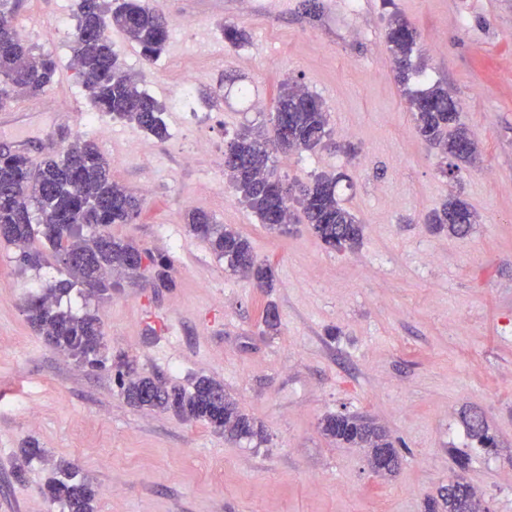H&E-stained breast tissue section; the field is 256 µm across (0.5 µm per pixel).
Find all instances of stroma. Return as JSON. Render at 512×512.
<instances>
[{
	"label": "stroma",
	"mask_w": 512,
	"mask_h": 512,
	"mask_svg": "<svg viewBox=\"0 0 512 512\" xmlns=\"http://www.w3.org/2000/svg\"><path fill=\"white\" fill-rule=\"evenodd\" d=\"M148 3L179 17L157 60L145 61L119 30L110 36L125 69L165 105V141L98 116L72 67L78 0H9L19 38L53 55L58 72L37 99L10 104L0 148L24 146L36 166L45 143L62 149L80 134L95 140L114 181L149 187L136 219L112 234L169 257L174 288L116 272L108 297L77 287L61 307L96 313L110 357L144 374L223 383L264 437L239 441L133 407L114 367H82L51 348L28 323L25 299L67 273L51 247L28 268L0 243V512H63L42 493L60 460L93 485L95 512H426L456 480L482 507L512 512V0H372L367 12L352 0H317L314 10L307 0H262L279 12V33L244 13ZM396 12L420 35L406 86L385 39ZM226 22L247 27L245 45L225 44ZM188 76L195 99L179 110L172 94ZM287 79L321 98L332 135L324 148L278 155L277 171L303 183L337 175L338 199L364 226L356 250L328 249L305 223L269 233L224 176L225 141L243 126L269 129ZM437 82L460 102L458 120L478 144L474 164L454 166L416 133L407 93ZM244 87L262 110L241 98ZM452 194L479 215L468 236L424 222ZM193 209L240 231L274 269L275 287L234 274L190 233ZM428 252L436 263H424ZM270 305L274 334L262 323ZM337 413L387 430L394 475L376 474L364 449L322 433L321 420ZM475 413L496 447H471L465 419ZM29 442L50 459L20 475L16 455Z\"/></svg>",
	"instance_id": "35a3bbf8"
}]
</instances>
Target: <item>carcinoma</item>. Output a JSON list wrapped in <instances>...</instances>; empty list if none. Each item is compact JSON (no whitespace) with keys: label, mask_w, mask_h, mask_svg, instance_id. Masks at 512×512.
Listing matches in <instances>:
<instances>
[{"label":"carcinoma","mask_w":512,"mask_h":512,"mask_svg":"<svg viewBox=\"0 0 512 512\" xmlns=\"http://www.w3.org/2000/svg\"><path fill=\"white\" fill-rule=\"evenodd\" d=\"M0 0V109L19 96L36 97L48 90L56 77L57 63L49 54H35L22 43L11 13L2 10ZM116 28L137 44L144 59H156L166 47L168 24L146 0H124L106 11L101 0H79L74 68L90 93L96 111L135 123L153 137L164 140L167 126L164 106L140 86L112 51L108 31ZM249 35L245 28L224 24V42L240 46ZM418 32L402 15L388 21L386 42L401 83L413 70L412 55ZM415 112L417 132L430 146L453 159L471 163L477 146L462 127L448 128L457 121L458 102L441 85L409 95ZM275 111L285 114L293 144L284 147L275 136L249 127L240 129L224 146V175L238 202L256 214L272 234L286 236L294 223L293 204L300 205L304 219L326 246L338 251L357 248L363 238V224L336 198L337 180L318 175L310 184L286 186L281 197L274 195L260 175L275 173L274 158L291 150L314 151L330 138L328 113L321 99L307 88L289 80L280 85ZM11 198L0 202V243L22 249L21 262L30 267L41 264L42 253L32 247L44 239L70 279L45 288L26 299L29 323L53 348L68 354L78 364L102 368L107 361L99 318L86 313L72 315L57 309L58 300L77 284L104 296L114 288L108 275L121 269L134 276L148 275L153 288H170V260L155 256L112 236L114 224H128L138 215L142 199L112 180L110 162L91 141L75 138L63 151L47 155L33 166L21 150L0 153V192ZM436 230L465 236L477 223L476 213L463 200L452 197L425 218ZM190 232L206 240L230 270L271 289L276 276L269 265L256 262L248 240L224 224H216L206 212L187 214ZM121 394L127 403L171 411L185 419L201 421L238 439H251L259 430L251 418L224 394V386L209 377H196L190 385L169 386L144 375L123 358L116 363ZM467 435L481 448H494L482 417L466 421ZM323 433L355 448L371 449L370 459L380 449L392 447L388 435L371 420L345 413L330 414L322 420ZM59 477L46 488L61 492L57 497L66 512H94L95 491L77 479L76 465L61 461L55 465ZM446 512H482L469 485L448 486L443 497Z\"/></svg>","instance_id":"1"}]
</instances>
